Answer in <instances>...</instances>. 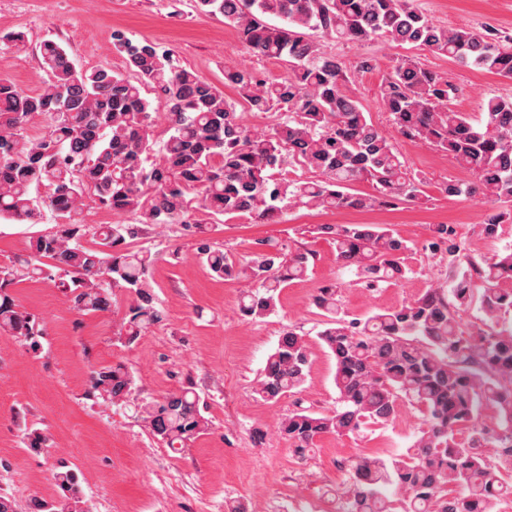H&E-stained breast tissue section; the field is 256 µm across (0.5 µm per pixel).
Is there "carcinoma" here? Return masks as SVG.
<instances>
[{
	"instance_id": "1",
	"label": "carcinoma",
	"mask_w": 512,
	"mask_h": 512,
	"mask_svg": "<svg viewBox=\"0 0 512 512\" xmlns=\"http://www.w3.org/2000/svg\"><path fill=\"white\" fill-rule=\"evenodd\" d=\"M195 3L201 14L224 16L247 51L288 64L273 80L224 66V86L251 110L278 112L279 121L265 129L248 126L222 91L175 64L156 43L122 30L112 31V42L134 80L106 67L77 68L59 43L44 41L47 79L37 91L0 80V218L35 223L47 209L61 222L30 241L28 258L0 265V335L38 345V323L6 293L24 279L53 283L74 309L87 313L110 312L112 289H125L131 303L119 335L130 341L163 322L148 277L156 255L129 247L137 234L132 224H88L89 200L133 214L140 224L183 226L194 237L196 257L214 275L247 283L240 311L252 320L275 312L283 288L307 274L312 253L286 251L267 239L237 261L212 238L215 216L279 224L292 207L416 203L424 179L401 159L397 135L446 153L475 176L444 182L446 195L512 202V98L487 97L477 122L448 107L454 85L404 58L379 87L395 131L390 135L363 112L343 63L321 51L311 33L415 44L509 79L512 47L473 30L439 27L408 0ZM147 87L167 107L160 142L153 137ZM37 115L50 123L33 139L28 129ZM358 182L369 183L372 193L351 192ZM505 223H512V210L494 208L484 231L493 235ZM429 231L431 253L448 254V287L428 288L399 308L363 319L343 310L336 282L312 298L324 317L318 339L336 361L337 400L327 412L300 407L281 422L293 455L304 458L324 434L343 437L369 424L389 425L405 403L424 415L405 452L347 460L340 512H502L512 501V288L500 287L512 282V248L478 261L456 240L453 225ZM314 233L369 290L413 274L411 247L381 225L320 224ZM89 234L94 247L83 244ZM476 276L486 284L479 298L472 288ZM472 306L481 325L466 331L458 309ZM310 356L305 337L284 332L266 360L258 394L271 401L298 391ZM132 383L125 366L102 367L91 376L88 396L120 400ZM486 408L496 413L493 425L482 420ZM202 410L190 389L140 406L148 432L175 451L208 427ZM55 481L63 495L33 500L31 512H88L73 472H58Z\"/></svg>"
}]
</instances>
